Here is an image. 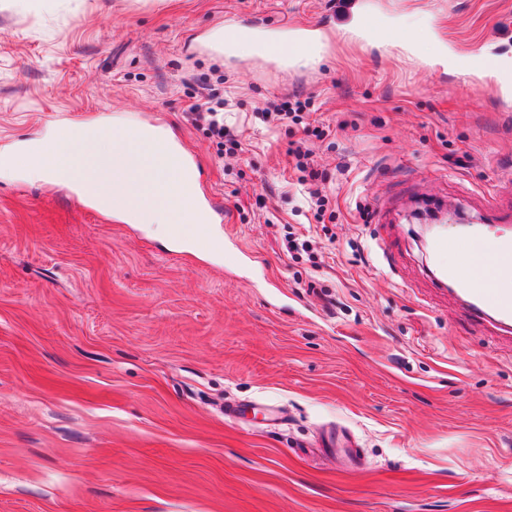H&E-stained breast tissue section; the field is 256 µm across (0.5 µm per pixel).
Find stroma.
<instances>
[{
  "label": "stroma",
  "instance_id": "stroma-1",
  "mask_svg": "<svg viewBox=\"0 0 512 512\" xmlns=\"http://www.w3.org/2000/svg\"><path fill=\"white\" fill-rule=\"evenodd\" d=\"M359 3L417 55L387 29L351 41L341 0H0V151L158 121L224 203L212 232L234 231L219 260L0 168V512H512V332L463 313L409 222L423 200L512 225V0ZM242 21L321 27L323 52L276 70L205 49ZM445 48L489 68H435ZM204 87L238 155L188 120ZM292 94L303 124L269 123ZM264 401L287 421L254 419ZM332 423L362 468L324 454ZM292 154L296 159V168L302 173H307V175L301 176V185H309V198L314 206L313 209L316 210L314 216L317 220H320L329 205V200L326 196L321 195L318 189L312 188L319 178V172L309 162L311 152L300 144L292 151Z\"/></svg>",
  "mask_w": 512,
  "mask_h": 512
}]
</instances>
